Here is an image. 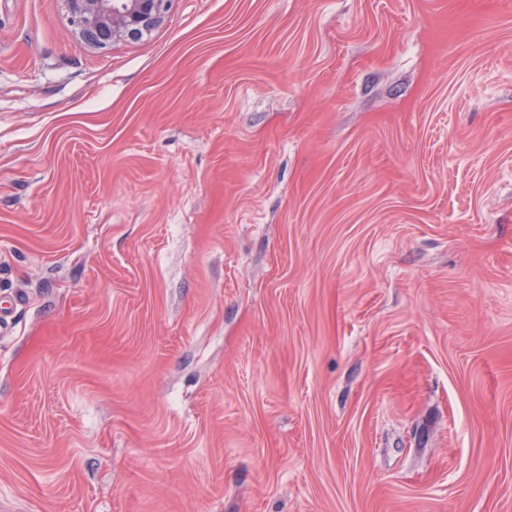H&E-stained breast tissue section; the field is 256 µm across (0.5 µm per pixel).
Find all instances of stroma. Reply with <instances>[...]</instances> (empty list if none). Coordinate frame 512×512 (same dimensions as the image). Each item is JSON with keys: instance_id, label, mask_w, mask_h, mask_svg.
Here are the masks:
<instances>
[{"instance_id": "35a3bbf8", "label": "stroma", "mask_w": 512, "mask_h": 512, "mask_svg": "<svg viewBox=\"0 0 512 512\" xmlns=\"http://www.w3.org/2000/svg\"><path fill=\"white\" fill-rule=\"evenodd\" d=\"M0 512H512V0H0ZM171 0H67L71 21L91 44L135 41L157 27Z\"/></svg>"}]
</instances>
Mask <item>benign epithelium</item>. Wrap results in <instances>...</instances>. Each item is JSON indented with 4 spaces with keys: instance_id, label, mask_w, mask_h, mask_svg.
I'll return each mask as SVG.
<instances>
[{
    "instance_id": "1",
    "label": "benign epithelium",
    "mask_w": 512,
    "mask_h": 512,
    "mask_svg": "<svg viewBox=\"0 0 512 512\" xmlns=\"http://www.w3.org/2000/svg\"><path fill=\"white\" fill-rule=\"evenodd\" d=\"M170 0H67L71 21L91 44L135 41L157 27Z\"/></svg>"
}]
</instances>
